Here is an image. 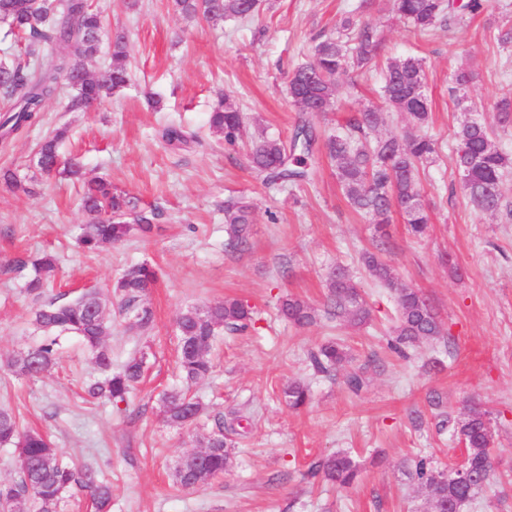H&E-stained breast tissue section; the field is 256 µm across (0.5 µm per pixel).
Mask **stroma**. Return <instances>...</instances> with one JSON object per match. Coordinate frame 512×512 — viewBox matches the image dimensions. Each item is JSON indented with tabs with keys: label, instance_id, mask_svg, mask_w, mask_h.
Here are the masks:
<instances>
[{
	"label": "stroma",
	"instance_id": "obj_1",
	"mask_svg": "<svg viewBox=\"0 0 512 512\" xmlns=\"http://www.w3.org/2000/svg\"><path fill=\"white\" fill-rule=\"evenodd\" d=\"M92 3L129 34L128 85L89 110H67L64 95L51 98L39 122L0 137V170L33 188L15 195L0 187V407L48 435L66 461L100 472L112 487L111 512H428L403 464L422 455L454 465L464 447L438 422L444 414L460 417L474 401L492 413L496 477L463 512H512V172L502 186L506 209H474L454 164V132L464 114L449 92L453 71L470 66L478 79L468 97L494 122L497 99L512 92V49L493 41L488 26L512 24V0H489L482 16L424 33L404 24L391 0H263L254 19L217 24L184 19L168 0H135L131 8L124 0ZM348 13L376 28L377 55L342 77L334 112L312 124L322 137L360 109L385 108L386 63L424 57L431 98L425 132L437 153L420 168L429 224L418 239L397 214L378 234L352 209L321 152L310 160V180L276 188L247 160L259 138L291 141L298 114L287 76L311 59L316 42L336 36ZM224 95L244 124L233 147L207 125ZM151 98L158 107L148 106ZM171 123L193 142L168 146L161 133ZM61 125L70 132L60 151L81 162L83 180H108L139 207L159 210L152 233L135 232L95 252L79 246V227L89 220L82 180L44 177L30 162L37 142ZM231 198L253 207L249 247L238 253L225 248L224 203ZM374 248L401 285L429 299L441 321L440 336L416 343L405 359L388 347L395 294L359 262ZM43 251L57 256L59 271L39 300L25 291L26 273L8 265ZM143 262L158 275L144 298L154 313L145 334L129 329L110 294L124 269ZM339 265L373 308L363 327L323 312ZM90 289L102 294L111 321L105 344L113 366L147 355L145 379L124 404L86 398L83 389L99 370L73 335L59 336L57 363L38 377L7 366L42 339L32 321L41 300L64 302ZM287 295L316 310L313 324L298 327L279 316ZM227 298L251 306L255 322L215 337L214 370L190 389L203 414L191 427L169 425L159 398L181 386L177 319L188 307ZM331 340L348 357L338 371L315 372L308 354ZM353 371L364 374L356 394L343 383ZM292 381L310 387L311 401L299 412L282 394ZM433 397L440 407L430 405ZM232 410L249 420L232 468L198 488H179L178 461L205 446L215 415ZM343 450L361 464L357 484L339 489L308 478L312 463Z\"/></svg>",
	"mask_w": 512,
	"mask_h": 512
}]
</instances>
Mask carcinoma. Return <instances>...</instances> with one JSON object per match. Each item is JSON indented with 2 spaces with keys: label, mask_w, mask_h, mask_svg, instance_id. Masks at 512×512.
<instances>
[{
  "label": "carcinoma",
  "mask_w": 512,
  "mask_h": 512,
  "mask_svg": "<svg viewBox=\"0 0 512 512\" xmlns=\"http://www.w3.org/2000/svg\"><path fill=\"white\" fill-rule=\"evenodd\" d=\"M486 4L487 0H465L459 6L456 0H394L399 17L419 32L440 24H457L465 14L482 13ZM171 7L186 19L202 18L218 23L225 19H250L259 12L260 4L250 0H171ZM0 26L25 41L27 56L25 60L0 61V94L11 101L9 108L0 115L3 136L36 122L45 101L65 86L75 91L69 107L76 110L88 108L112 95L129 80L126 33L110 29L92 10L88 0H0ZM105 40L111 49L106 74L74 84V78L86 73L85 60L93 56ZM58 46L66 47L69 55L55 54ZM377 48L378 35L374 27L360 24L348 14L342 19L336 37L326 38L314 46L313 61L293 70L288 78V93L299 115L291 147L285 148L278 138L266 137L250 149L251 167L265 175L267 184L276 186L309 179L308 158L317 139L309 117L335 109L340 77L351 67L362 68L368 64ZM475 79V73L468 68L460 67L455 72L451 92L464 112L472 108L466 104L461 91ZM382 95L395 111L409 118L410 129L367 139V135L377 132L386 123L385 113L368 107L345 128L327 136L322 149L336 166L348 202L357 213L376 225L377 232H383L384 225L391 223L393 213L397 212L408 233L418 238L429 222L419 169L436 153L434 141L416 133L428 122L430 114L424 60L406 56L387 62ZM495 108L497 124L502 128L512 127V93L500 98ZM208 124L210 130L233 146L239 138L242 117L226 97L210 112ZM66 134L65 128L54 130L38 145L33 161L48 177L60 175L79 179L82 177L79 163L63 157L59 150ZM162 138L175 148L190 140L178 126L165 128ZM455 140V166L459 172L467 173L464 189L470 202L482 212L499 211L503 206L502 182L512 160L495 145L491 127L479 116L465 118L455 131ZM298 148L302 153L296 155L294 151ZM0 183L12 192L30 193L26 184L9 170L0 174ZM81 205L91 220L81 225L78 243L91 252L106 244L119 243L135 230L151 231L159 217L155 211L137 209L127 193L103 180L83 182ZM224 222L230 225L226 248L234 252L245 250L252 223L251 205L244 201H227ZM361 262L374 279L394 290L398 321L392 349L402 354L420 340L441 335L435 308L420 292L397 287L392 268L381 259L379 252L362 253ZM13 267L19 272L31 268L25 288L27 293L39 298L56 276L57 260L43 253L16 260ZM155 282L156 273L146 263L128 267L116 281L114 292L120 297L122 313L129 319V329L146 332L151 328L152 311L142 304V297ZM279 312L284 319L300 327L315 320V309L292 296L280 300ZM324 312L330 318L355 327L368 324L373 317L372 307L363 298L357 283L341 266L330 279ZM251 321L250 306L235 298L183 311L176 323L178 368L183 381L190 385L211 372L208 352L218 330L244 331ZM34 323L44 332V340L9 360L8 367L23 376H38L58 360L57 337L62 333L74 334L95 355L103 374V378L86 387V395L115 405L127 401L130 391L142 378L146 356L131 357L121 368L112 370V357L104 346L108 322L100 293L88 291L72 301L44 304L35 309ZM346 356L341 344L330 341L311 352L309 359L316 371L329 374L343 364ZM283 394L294 410L304 408L310 400L308 385L299 381L289 383ZM203 409L200 401L181 391H171L162 397L163 416L169 424L191 425ZM447 425L465 444L471 478L452 483L448 481L447 467L423 456L413 460L406 475L429 505L440 512H461L493 477L494 429L490 412L479 407L470 408L462 419L446 417L441 426ZM235 433L234 424L226 426L224 418H218L216 430L206 444L204 462H198L195 457L184 458L175 470V484L183 489H194L222 476L232 465V435ZM0 445L17 448L19 473L18 480L0 484V512H58L62 494L73 487L91 493L97 512H108L112 489L100 480L97 472L64 463L46 436L22 429L14 412L5 407L0 408ZM311 473L338 487L348 488L358 481L360 470L350 453L337 452L315 462Z\"/></svg>",
  "instance_id": "1"
}]
</instances>
